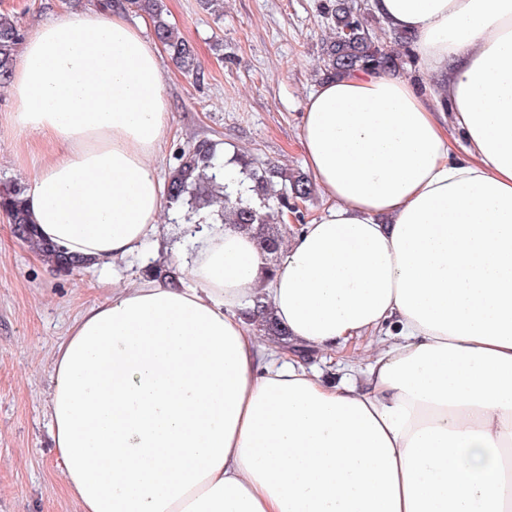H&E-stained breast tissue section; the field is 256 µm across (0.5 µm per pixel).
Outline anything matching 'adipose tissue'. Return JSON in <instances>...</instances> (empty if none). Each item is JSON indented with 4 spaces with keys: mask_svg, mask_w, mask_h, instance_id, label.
Returning <instances> with one entry per match:
<instances>
[{
    "mask_svg": "<svg viewBox=\"0 0 512 512\" xmlns=\"http://www.w3.org/2000/svg\"><path fill=\"white\" fill-rule=\"evenodd\" d=\"M371 8L429 79L308 95L301 147L328 205L275 270L203 225L191 286L113 289L59 344L51 434L81 512H512V0ZM159 54L87 9L34 29L9 83L0 119L51 153L31 222L103 269L158 242ZM257 296L352 378L270 359L241 315Z\"/></svg>",
    "mask_w": 512,
    "mask_h": 512,
    "instance_id": "ef3b65f1",
    "label": "adipose tissue"
}]
</instances>
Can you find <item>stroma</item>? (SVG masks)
Returning <instances> with one entry per match:
<instances>
[{"mask_svg":"<svg viewBox=\"0 0 512 512\" xmlns=\"http://www.w3.org/2000/svg\"><path fill=\"white\" fill-rule=\"evenodd\" d=\"M99 0H0V13L25 31ZM329 0H224L223 16L199 0H162L169 21L194 48L199 69L184 74L162 54L170 130L156 165L167 177L176 153L202 140L226 154L304 171L299 126L315 70L333 25ZM49 152L41 137L0 123V186L27 184ZM147 257L111 270L51 272L17 239L0 213V512H78L54 452L48 399L53 359L73 321L146 277Z\"/></svg>","mask_w":512,"mask_h":512,"instance_id":"35a3bbf8","label":"stroma"}]
</instances>
